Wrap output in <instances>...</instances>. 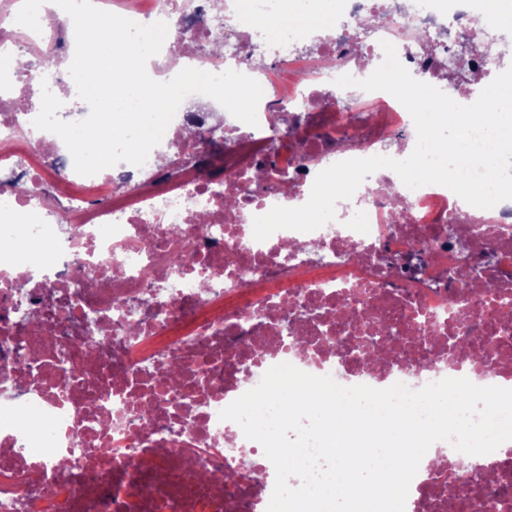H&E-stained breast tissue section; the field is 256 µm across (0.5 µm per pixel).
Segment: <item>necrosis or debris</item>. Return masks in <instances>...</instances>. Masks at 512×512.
I'll use <instances>...</instances> for the list:
<instances>
[{
    "mask_svg": "<svg viewBox=\"0 0 512 512\" xmlns=\"http://www.w3.org/2000/svg\"><path fill=\"white\" fill-rule=\"evenodd\" d=\"M93 2L166 22L154 75L234 70L263 96L251 126L189 95L143 166L78 174L64 142L33 125L42 86L77 96L73 22L56 5L29 22L27 0H0V173L17 184L0 206V512H266L275 469L219 413L283 363L345 387L465 377L512 389L501 312L512 305V200L463 208L445 186L411 189L382 168L324 226L253 237L254 217L305 204L329 166L413 151L414 122L395 97L335 83L369 77L382 42L461 104L506 70L511 47L486 53L502 23L488 0H336L335 13L300 16L286 0H249L248 26L238 0ZM426 248L439 260L418 263ZM474 269L476 305L463 286ZM378 315L395 334L380 367L364 354L380 340ZM465 336L488 344L493 372ZM501 450L434 443L407 512H448L452 485L512 512V443ZM489 462V477L474 473ZM191 463L236 477L191 485Z\"/></svg>",
    "mask_w": 512,
    "mask_h": 512,
    "instance_id": "1",
    "label": "necrosis or debris"
}]
</instances>
